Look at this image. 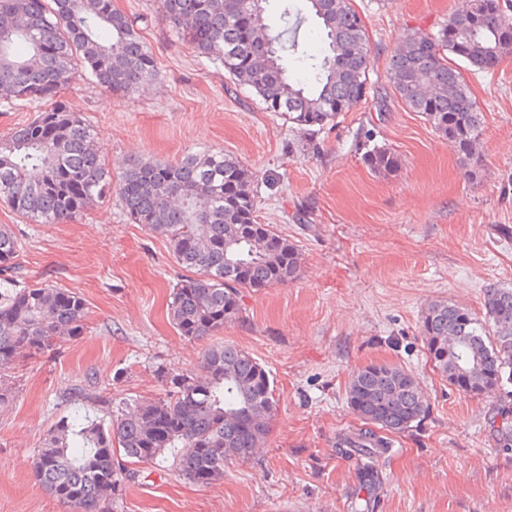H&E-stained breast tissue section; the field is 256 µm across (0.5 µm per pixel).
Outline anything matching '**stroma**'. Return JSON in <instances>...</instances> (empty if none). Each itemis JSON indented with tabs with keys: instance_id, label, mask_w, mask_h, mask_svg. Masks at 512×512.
Returning a JSON list of instances; mask_svg holds the SVG:
<instances>
[{
	"instance_id": "obj_1",
	"label": "stroma",
	"mask_w": 512,
	"mask_h": 512,
	"mask_svg": "<svg viewBox=\"0 0 512 512\" xmlns=\"http://www.w3.org/2000/svg\"><path fill=\"white\" fill-rule=\"evenodd\" d=\"M145 18L155 81L115 96L77 73L65 92L96 134L113 175L135 160L174 162L224 152L254 175L257 220L293 241L297 280L241 291V313L215 335L189 340L167 315L183 276L166 240L132 223L117 197L77 220L31 224L0 203V224L21 242L20 284L81 295L82 335L10 369L0 408V512H63L33 478L34 455L60 416L106 417L104 401L150 399L157 368L199 371L227 342L271 372L279 399L256 455L224 464L209 486L188 482L173 458L138 463L110 512H512V382L477 395L433 371L421 336L427 305L481 314L486 289L512 287V53L465 79L483 113L477 169L398 99L387 64L407 35L431 32L457 0H354L369 38L374 97L316 133L266 110L223 67L196 53L155 0H113ZM302 18L299 41L322 47L303 0H270ZM399 154L397 174L372 172L366 151ZM411 371L429 401L417 427L378 459L380 485L361 490L358 457L337 441L362 423L347 403L352 374L371 363Z\"/></svg>"
}]
</instances>
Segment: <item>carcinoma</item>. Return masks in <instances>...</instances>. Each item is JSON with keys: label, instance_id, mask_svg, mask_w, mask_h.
<instances>
[{"label": "carcinoma", "instance_id": "carcinoma-1", "mask_svg": "<svg viewBox=\"0 0 512 512\" xmlns=\"http://www.w3.org/2000/svg\"><path fill=\"white\" fill-rule=\"evenodd\" d=\"M266 2L159 0V12L197 53L219 60L236 85L300 128L315 132L369 96L370 49L353 0H307L326 35L318 56L299 49L288 26L273 31ZM465 2L458 0L437 30L399 42L388 80L410 111L471 161L483 120L463 71H489L512 52V14L502 0H485L474 17ZM0 15L8 19L0 30V101L36 104L33 120L0 138V202L31 224L75 220L112 195V176L94 148L93 128L69 110L61 92L83 66L105 91L131 93L156 76L153 52L137 20L112 0H0ZM450 55L460 65L450 64ZM288 57L303 75H288ZM364 163L390 174L400 157L378 147ZM251 183L247 170L222 152L189 153L174 163L137 161L119 178L121 208L164 237L176 263L191 272L168 303L171 322L189 340L221 331L238 316L240 289L271 288L299 276L295 245L273 225L256 222ZM20 251L12 226L0 224V373L65 335H81L88 318L75 292L17 285L12 272ZM483 311L479 318L438 300L421 319L434 368L453 385L465 367L458 387L473 394L512 381V288L486 289ZM158 378L165 396L125 401L108 424L63 416L48 430L33 473L67 512H109L112 494L132 476L115 462L119 452L157 463L176 448L181 475L208 485L224 477V461L248 459L264 445L278 399L270 371L249 352L214 345L201 372L161 369ZM347 400L365 428L340 438L338 447L371 461L390 447L389 437L428 412L416 377L387 363L357 369Z\"/></svg>", "mask_w": 512, "mask_h": 512}]
</instances>
